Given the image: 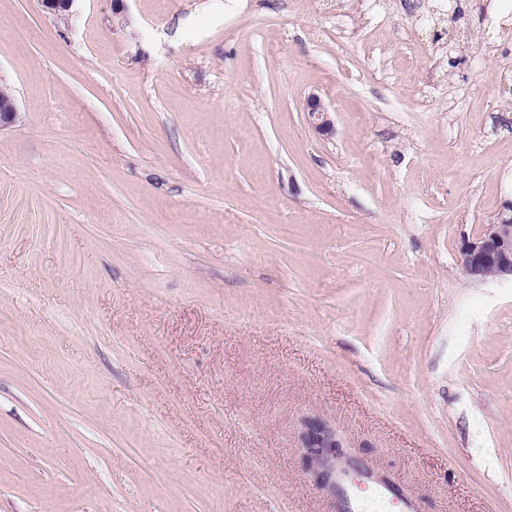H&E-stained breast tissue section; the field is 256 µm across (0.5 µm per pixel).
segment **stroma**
<instances>
[{"label": "stroma", "mask_w": 512, "mask_h": 512, "mask_svg": "<svg viewBox=\"0 0 512 512\" xmlns=\"http://www.w3.org/2000/svg\"><path fill=\"white\" fill-rule=\"evenodd\" d=\"M0 0V512H512V0ZM318 95L336 133L303 107ZM305 112L308 124L318 135L332 137L336 133L332 112L318 95L308 97ZM512 200L505 202L490 224L479 233L463 237L459 251L463 274L476 282L512 280ZM304 459L322 488L336 493L337 507L341 512H359L361 493L357 484L362 482L363 489L375 497L388 501L396 512H418V504L400 493L389 484L375 481L372 476L364 475L358 481L347 471H335L337 459L343 455L341 441L336 431L325 423L308 420L301 433Z\"/></svg>", "instance_id": "obj_1"}]
</instances>
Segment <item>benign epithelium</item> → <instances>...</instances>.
Segmentation results:
<instances>
[{
	"instance_id": "obj_1",
	"label": "benign epithelium",
	"mask_w": 512,
	"mask_h": 512,
	"mask_svg": "<svg viewBox=\"0 0 512 512\" xmlns=\"http://www.w3.org/2000/svg\"><path fill=\"white\" fill-rule=\"evenodd\" d=\"M75 0H41L45 11L70 23L71 8ZM306 118L311 128L320 136L331 137L336 133L329 108L313 94L306 100ZM18 114L15 98L0 93V128L16 121ZM459 251L463 274L476 282L512 278V200L504 203L492 221L483 225L472 237H464ZM304 459L317 483L336 492L335 471L337 459L343 455L341 441L336 431L328 425L308 420L301 433Z\"/></svg>"
}]
</instances>
